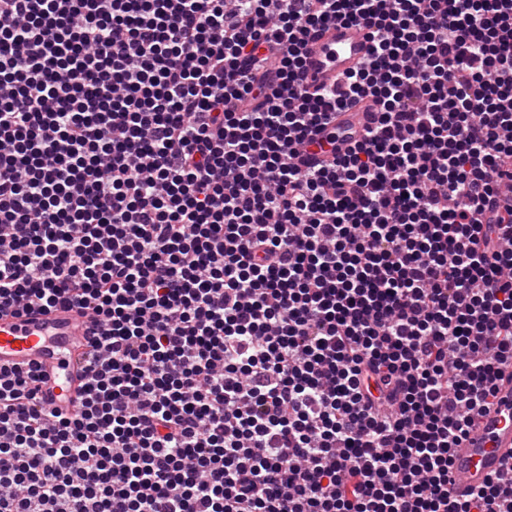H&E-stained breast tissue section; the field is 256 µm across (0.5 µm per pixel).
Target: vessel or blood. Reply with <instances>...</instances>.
Instances as JSON below:
<instances>
[{
	"mask_svg": "<svg viewBox=\"0 0 512 512\" xmlns=\"http://www.w3.org/2000/svg\"><path fill=\"white\" fill-rule=\"evenodd\" d=\"M372 41L365 28L332 22L325 24L308 48L303 82L309 88H334L341 75L366 59ZM374 105L364 101L336 121L364 123ZM91 320L78 308L56 306L27 312L0 309V368L39 367L40 404L49 410L76 411L88 379ZM512 459V363L501 366L497 391L475 429L453 451L452 493L460 496L482 486Z\"/></svg>",
	"mask_w": 512,
	"mask_h": 512,
	"instance_id": "b4317fda",
	"label": "vessel or blood"
}]
</instances>
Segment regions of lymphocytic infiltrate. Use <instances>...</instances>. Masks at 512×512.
<instances>
[{"instance_id":"lymphocytic-infiltrate-1","label":"lymphocytic infiltrate","mask_w":512,"mask_h":512,"mask_svg":"<svg viewBox=\"0 0 512 512\" xmlns=\"http://www.w3.org/2000/svg\"><path fill=\"white\" fill-rule=\"evenodd\" d=\"M329 22L372 51L311 92ZM505 184L512 0H0V307L104 327L76 412L0 370V512H512V461L448 490L512 361ZM346 113L339 115L336 120V139L340 141L348 123H366L370 119V115L366 112H377V108L369 101L360 102Z\"/></svg>"}]
</instances>
